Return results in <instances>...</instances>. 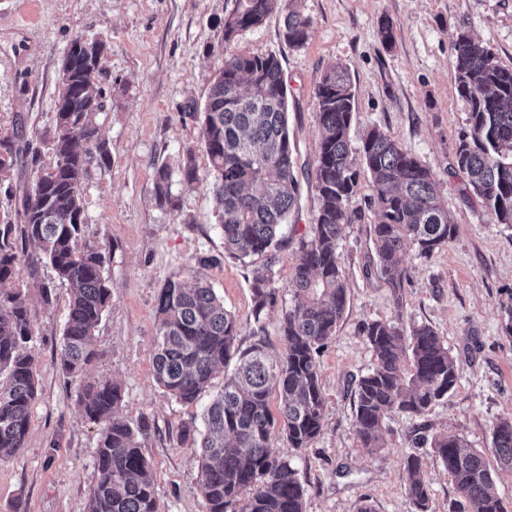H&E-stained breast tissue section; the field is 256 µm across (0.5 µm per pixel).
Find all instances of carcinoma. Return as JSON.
Wrapping results in <instances>:
<instances>
[{
	"mask_svg": "<svg viewBox=\"0 0 512 512\" xmlns=\"http://www.w3.org/2000/svg\"><path fill=\"white\" fill-rule=\"evenodd\" d=\"M275 13L284 16V37L299 47L308 39L310 19L299 0H233L224 19V59L208 78L199 146L185 150L182 180L200 181L196 153L209 161V187L224 234V252L238 259L266 257L272 262L278 234L298 204L299 182L288 131V98L282 66L273 53L232 49L243 32ZM105 43L74 38L59 79L56 123L49 138L55 163L22 192L20 222L0 224V461L26 448L31 412L38 395L36 310L22 289L11 286L26 263L32 279L50 267L69 288L68 313L54 366L78 382L77 402L98 427L95 480L86 512H157L155 486L139 435L148 422L132 427L117 416L121 388L109 380L83 376L95 355V331L112 298L105 274L106 253L85 237L83 182L93 161L109 158L92 117L104 110L106 92L99 80ZM457 91L469 105L467 128L459 136L452 167L466 176V187L499 224H512V68L466 33L458 35L452 59ZM353 83L347 66L325 71L314 96L319 129L315 160L318 208L310 233L295 256L291 289L295 303L281 319L285 350L278 360L261 343L239 350L241 323L224 307L214 288L198 278L189 285L167 280L157 298L154 368L157 382L178 402L194 403L216 371L236 359L234 371L201 417L185 425L181 437L200 449L198 487L207 512H304L305 489L291 461L270 451L274 430L288 447L302 450L320 435L324 397L316 362L319 350L336 335L348 297L337 254L341 229L362 219L350 209L362 165L371 176V225L375 256L371 266L393 289L408 278L406 246L427 255L448 245L454 224L439 201L428 168L374 127L354 150L349 129L354 111ZM17 150L0 137V176L14 166ZM166 167L157 170L161 201L178 208ZM39 247L36 255L27 253ZM253 334L264 331L260 315L274 302L267 278L253 284ZM361 335L375 364L354 390V430L360 447L385 449V422L394 413L425 414L454 390V357L441 336L426 324L405 333L396 322L373 321ZM281 396L279 417L269 408L272 386ZM451 477L457 493L453 512H508L496 493L497 472L512 474V418L493 428L497 469L481 451L466 450L456 435L425 434ZM407 494L416 512L430 510V490L421 457L405 461Z\"/></svg>",
	"mask_w": 512,
	"mask_h": 512,
	"instance_id": "cac0c4a2",
	"label": "carcinoma"
}]
</instances>
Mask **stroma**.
Segmentation results:
<instances>
[{
	"mask_svg": "<svg viewBox=\"0 0 512 512\" xmlns=\"http://www.w3.org/2000/svg\"><path fill=\"white\" fill-rule=\"evenodd\" d=\"M311 20L300 47L283 37L280 15L244 32L236 50L280 57L288 89L290 139L301 184L298 208L272 266L225 254L224 235L209 187L184 185L182 151L198 143L190 106H203L208 77L222 62L224 19L232 0H0V134L15 136L23 152L12 171L16 196L0 191V224L17 218L19 192L55 161L47 142L55 126L59 69L75 36L106 41L102 60L105 108L94 123L110 149L107 164L85 177L86 234L108 255L112 300L95 333L97 356L86 375L122 388L118 414L147 419L140 440L155 484L158 512H206L197 483L196 449L180 443L182 424L200 417L223 377L191 405L158 385L153 367L155 309L167 279L202 275L242 324L236 340H263L271 358L284 351L280 319L294 303L291 278L299 241L317 210L313 189L319 135L314 91L329 65L348 67L355 90L349 139L382 128L433 174L455 226L446 247L429 256L407 250L409 279L392 291L366 273L374 254L368 174H360L351 208L360 221L345 225L337 252L348 304L317 364L324 421L310 448H290L273 433L270 448L290 459L305 488V512H414L406 495L404 461L419 453L434 512H449L455 486L431 448H415L419 433L460 435L469 449L493 458L492 431L512 416V336L501 306L512 298V225L496 223L480 200L464 192V174L451 170L469 107L456 90L452 48L458 32L487 44L512 68V0H302ZM392 28V42L380 35ZM166 167L179 207L160 204L156 171ZM218 257L203 268L199 257ZM266 270L276 301L263 315L265 333L252 334V286ZM51 308L37 307L39 395L23 453L0 461V512H85L95 478L97 428L77 404V384L53 365L65 321L66 288ZM400 321L432 326L455 358L458 380L447 399L424 415L387 419V447L360 448L354 432V388L375 363L360 333L363 323Z\"/></svg>",
	"mask_w": 512,
	"mask_h": 512,
	"instance_id": "stroma-1",
	"label": "stroma"
}]
</instances>
